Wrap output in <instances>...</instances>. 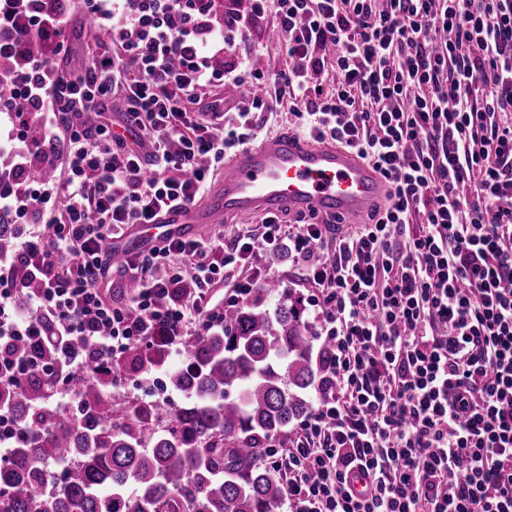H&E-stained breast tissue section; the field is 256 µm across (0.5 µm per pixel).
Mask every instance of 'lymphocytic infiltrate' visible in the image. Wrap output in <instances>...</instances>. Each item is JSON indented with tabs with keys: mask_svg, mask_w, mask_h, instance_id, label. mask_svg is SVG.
<instances>
[{
	"mask_svg": "<svg viewBox=\"0 0 512 512\" xmlns=\"http://www.w3.org/2000/svg\"><path fill=\"white\" fill-rule=\"evenodd\" d=\"M215 2L83 0L111 50L65 77L44 59L9 74L0 388L48 377V406L79 413L78 374L222 326L210 288L240 273L227 305H243L255 257L288 241L331 349L299 442L264 458L288 472L289 512H512V0H277L290 63L270 79L231 60L249 19ZM68 31L43 0H0V56L35 38L67 52ZM249 74L261 94L210 99ZM115 97L121 123L81 120ZM288 120L380 173L372 223L337 236L268 216L114 263L128 226L201 200L228 153ZM21 266L38 283L25 308ZM116 275L136 284L124 305L107 297Z\"/></svg>",
	"mask_w": 512,
	"mask_h": 512,
	"instance_id": "1",
	"label": "lymphocytic infiltrate"
}]
</instances>
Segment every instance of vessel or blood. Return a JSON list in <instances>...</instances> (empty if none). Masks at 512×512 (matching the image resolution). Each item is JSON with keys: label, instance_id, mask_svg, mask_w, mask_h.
Segmentation results:
<instances>
[{"label": "vessel or blood", "instance_id": "vessel-or-blood-1", "mask_svg": "<svg viewBox=\"0 0 512 512\" xmlns=\"http://www.w3.org/2000/svg\"><path fill=\"white\" fill-rule=\"evenodd\" d=\"M388 186L356 152L281 133L236 152L205 199L189 203L165 223L188 235L193 225L288 209L340 214L361 221L386 197Z\"/></svg>", "mask_w": 512, "mask_h": 512}]
</instances>
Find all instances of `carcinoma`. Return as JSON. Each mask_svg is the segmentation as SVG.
I'll return each instance as SVG.
<instances>
[{"instance_id": "carcinoma-1", "label": "carcinoma", "mask_w": 512, "mask_h": 512, "mask_svg": "<svg viewBox=\"0 0 512 512\" xmlns=\"http://www.w3.org/2000/svg\"><path fill=\"white\" fill-rule=\"evenodd\" d=\"M42 55L53 51L25 43L0 60V72ZM269 292L258 288L225 310L223 330L183 343L182 365L167 371L184 396L177 409L109 399L114 377L163 366V347L129 351L112 361L110 375L76 376L88 422L44 406L49 379L0 391V402L41 429L0 464V512H281L285 490L262 462L264 445L311 409L309 388L328 348L314 349L302 297L286 292L271 308ZM166 416L170 427L160 431L155 422ZM63 459L68 468L55 472Z\"/></svg>"}]
</instances>
